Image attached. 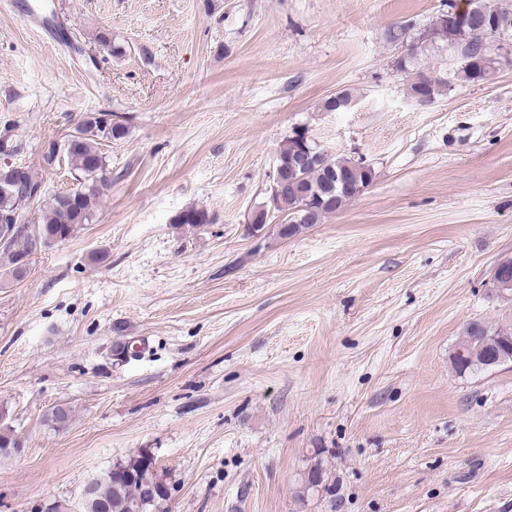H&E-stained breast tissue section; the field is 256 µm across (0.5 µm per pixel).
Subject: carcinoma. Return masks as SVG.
<instances>
[{
	"label": "carcinoma",
	"instance_id": "obj_1",
	"mask_svg": "<svg viewBox=\"0 0 512 512\" xmlns=\"http://www.w3.org/2000/svg\"><path fill=\"white\" fill-rule=\"evenodd\" d=\"M470 17L473 22L464 29L461 41L455 44L461 57L470 60L468 64H459L454 71L456 79L467 83H489L499 72L503 62L489 58L485 49L489 20L503 32L512 27V0H468ZM441 84H432L426 75L420 73L408 85L410 96L414 99L422 96L431 101L439 93ZM352 102L347 91L338 92V97H330L323 103L327 112L345 110ZM126 128L118 123L112 124L111 131L102 127L101 120L87 119L69 136V145L56 153L48 150L43 154L42 167L52 169L67 158L68 165L77 173L79 186L68 192L58 194L54 202L45 211L42 223L33 230L19 232L7 248H0V266L6 268L9 276H14V267L18 259L35 253V238H40V247H48L59 241L74 237L83 226L92 223L97 201L103 197L109 185L106 158L99 145L106 137L115 140L124 138ZM345 172L348 178L345 184L336 182V173ZM375 178L373 167L358 166L353 158H326L316 165L288 175V186L271 189L270 197L276 209L288 218V224L280 228V235L291 237L300 229L311 224H319L329 214L345 207L357 197V191L368 187ZM25 197L20 180L4 169L0 171V215H9L16 211L19 200ZM174 223L200 227L210 223L206 210L189 207L181 211ZM492 336L512 338V327H493L488 324H471L456 349L464 352L460 356H451V365L455 372L487 369L490 364L470 361L469 352L480 345L489 343ZM123 463L141 469V477L108 484L97 476L89 481L95 487L96 497L105 501L112 512H153V506L146 497V480L153 475L156 463L146 458L140 450L123 459ZM325 475L321 454H316L309 468L304 472L297 497L305 500L323 483Z\"/></svg>",
	"mask_w": 512,
	"mask_h": 512
}]
</instances>
